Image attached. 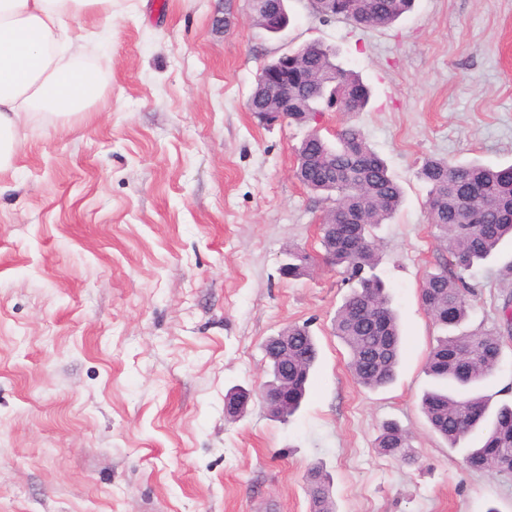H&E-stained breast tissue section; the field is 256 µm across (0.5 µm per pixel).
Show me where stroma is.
<instances>
[{
	"mask_svg": "<svg viewBox=\"0 0 512 512\" xmlns=\"http://www.w3.org/2000/svg\"><path fill=\"white\" fill-rule=\"evenodd\" d=\"M271 35L246 0H112L72 21L108 77L95 111L37 115L0 176V512H311L305 476L337 512H512V475L473 473L420 411L442 329L419 292L443 250L428 223L430 157L512 164V0H414L384 28L323 21L288 0ZM318 40L371 91L355 122L404 192L376 231L403 336L395 382L371 391L333 319L350 291L323 259L322 196L295 176L307 127L263 125L247 100L262 65ZM306 275L279 273L288 250ZM512 243L475 268L465 329L512 299ZM307 325L319 356L288 422L230 389L268 378L262 345ZM479 392L512 404V337ZM397 421L416 454L379 453ZM308 493L310 495L314 512H335L334 503L330 495V481L320 467H313L308 471Z\"/></svg>",
	"mask_w": 512,
	"mask_h": 512,
	"instance_id": "obj_1",
	"label": "stroma"
}]
</instances>
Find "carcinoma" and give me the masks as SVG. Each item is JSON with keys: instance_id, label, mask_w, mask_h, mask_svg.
Listing matches in <instances>:
<instances>
[{"instance_id": "cac0c4a2", "label": "carcinoma", "mask_w": 512, "mask_h": 512, "mask_svg": "<svg viewBox=\"0 0 512 512\" xmlns=\"http://www.w3.org/2000/svg\"><path fill=\"white\" fill-rule=\"evenodd\" d=\"M413 0H359L370 26L386 27L410 11ZM282 9V0H259L251 17L257 26ZM340 83L360 85L359 76L336 64L335 52L325 48L298 62L288 60V89L294 105L288 123L310 127L298 148V179L328 201L321 218L324 256L341 266L350 294L338 308L334 333L349 351V367L357 382L370 390L391 384L400 360L402 336L399 318L391 306L384 281L376 274L380 258L373 229L390 221L403 192L388 168L365 141L360 129L348 123L337 132L335 143L321 135L317 117L330 91L326 76ZM420 177L429 186L428 220L437 231L447 258L428 272L421 298L427 313L448 335L437 339L427 361V373L438 386L421 398V412L430 429L456 448L480 429L482 442L466 449L463 461L473 471L512 475V406L490 411V399L475 393L457 396L454 387L476 388L499 367L501 338L512 335V305L502 310V325L459 334L473 293L466 275L492 257L506 238H512V165L491 167L479 163L453 164L444 159L425 160ZM309 258L288 250L285 278L303 275ZM318 356L317 345L305 325L288 326V389L291 403L280 420L286 422L300 408ZM469 377H458L461 362ZM376 448L404 464L415 462L409 433L394 421L382 425ZM308 493L313 512H335L330 481L321 468L308 471Z\"/></svg>"}]
</instances>
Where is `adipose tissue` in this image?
Segmentation results:
<instances>
[{
	"label": "adipose tissue",
	"instance_id": "adipose-tissue-1",
	"mask_svg": "<svg viewBox=\"0 0 512 512\" xmlns=\"http://www.w3.org/2000/svg\"><path fill=\"white\" fill-rule=\"evenodd\" d=\"M111 7L112 0H0V173L12 166L27 118L67 121L100 102L104 75L68 23Z\"/></svg>",
	"mask_w": 512,
	"mask_h": 512
}]
</instances>
